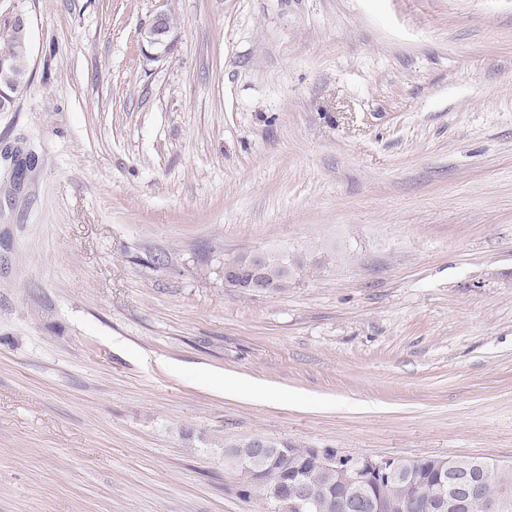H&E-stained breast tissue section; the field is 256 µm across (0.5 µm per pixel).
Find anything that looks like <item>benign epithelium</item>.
I'll return each instance as SVG.
<instances>
[{
  "label": "benign epithelium",
  "instance_id": "1",
  "mask_svg": "<svg viewBox=\"0 0 512 512\" xmlns=\"http://www.w3.org/2000/svg\"><path fill=\"white\" fill-rule=\"evenodd\" d=\"M275 264L283 273L288 265L267 250H253L245 255L224 261V285L243 294L267 295L275 291L268 280L266 268ZM285 450L276 442L255 437L238 448L237 460L258 479L262 468ZM314 460L324 468L336 472V485L341 490L337 498L342 512H392L394 506L372 493L371 482L376 476L396 480L404 475L420 479L406 461L356 457L346 461L317 448L311 450ZM495 472L502 485L512 482V464H494L483 459H434L433 493L427 508L432 512H458L464 508L473 487L489 472ZM282 512H321L322 505L311 495L304 480L296 473L288 475L285 489L277 496Z\"/></svg>",
  "mask_w": 512,
  "mask_h": 512
}]
</instances>
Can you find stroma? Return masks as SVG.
<instances>
[{"label": "stroma", "instance_id": "1", "mask_svg": "<svg viewBox=\"0 0 512 512\" xmlns=\"http://www.w3.org/2000/svg\"><path fill=\"white\" fill-rule=\"evenodd\" d=\"M18 9L0 512H280L224 463L256 436L512 463V0ZM255 249L308 266L225 287ZM283 261L297 268L292 276L307 266L303 256L281 253ZM275 264L288 275V264L267 250H253L245 255L224 261V285L243 294L267 295L275 291V284L268 280L266 268Z\"/></svg>", "mask_w": 512, "mask_h": 512}]
</instances>
